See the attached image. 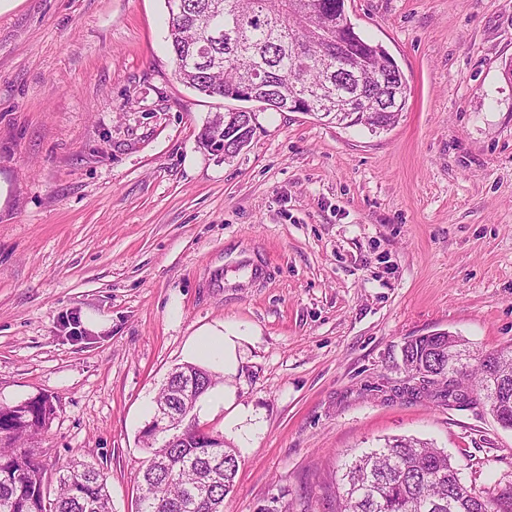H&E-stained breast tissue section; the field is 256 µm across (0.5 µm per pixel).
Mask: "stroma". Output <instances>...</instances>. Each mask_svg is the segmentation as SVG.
Returning a JSON list of instances; mask_svg holds the SVG:
<instances>
[{
    "mask_svg": "<svg viewBox=\"0 0 512 512\" xmlns=\"http://www.w3.org/2000/svg\"><path fill=\"white\" fill-rule=\"evenodd\" d=\"M411 86L382 133L254 104L249 146L200 143L226 102L174 77L165 0H19L0 13V405L45 395L44 481L81 456L135 512L140 432L200 328L247 340L246 418L195 408L239 460L224 512H332L351 454L413 436L464 484L512 482V430L404 390L401 347L512 346V0H346ZM264 260L260 283L224 270ZM105 326L89 330L87 314Z\"/></svg>",
    "mask_w": 512,
    "mask_h": 512,
    "instance_id": "stroma-1",
    "label": "stroma"
}]
</instances>
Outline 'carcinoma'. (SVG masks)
I'll return each mask as SVG.
<instances>
[{"label":"carcinoma","instance_id":"obj_1","mask_svg":"<svg viewBox=\"0 0 512 512\" xmlns=\"http://www.w3.org/2000/svg\"><path fill=\"white\" fill-rule=\"evenodd\" d=\"M168 40L176 79L208 97L246 101L250 84L286 111L298 96L311 100L309 113L331 124L362 126L377 134L400 120L411 93L403 72L381 75L369 86L336 71V41L353 50L351 70L370 69L389 57L355 30L345 0H165ZM230 111L206 123L203 145L231 158L254 133L245 114ZM432 339L404 345L402 363L431 372L448 368V354L430 351ZM495 368L506 381L491 392L484 367L473 354L464 376L474 380L475 400L497 422L512 426V347ZM216 373L193 364L173 370L162 385L160 407L170 412L168 430L155 437L143 429L149 457L137 486L136 512H224L235 487L237 456L222 436L182 419L181 393L199 399L215 386ZM52 400L37 396L0 405V512H112L103 469L73 458L61 466L55 493L47 492L38 439L54 419ZM335 512H512V483L493 490L466 486L445 450L414 437H394L344 462L336 478Z\"/></svg>","mask_w":512,"mask_h":512}]
</instances>
